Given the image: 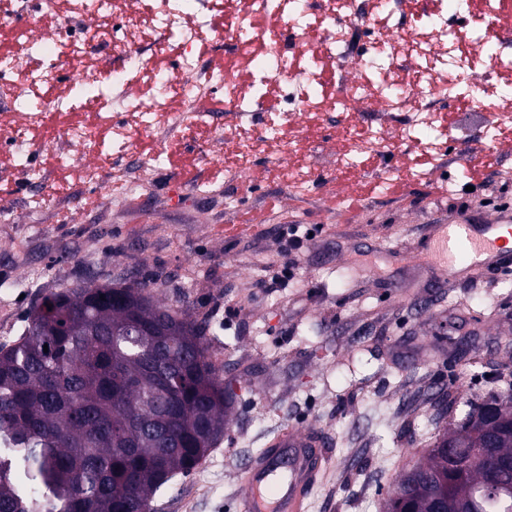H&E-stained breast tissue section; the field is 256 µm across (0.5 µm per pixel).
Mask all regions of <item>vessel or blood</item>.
<instances>
[{
  "label": "vessel or blood",
  "mask_w": 512,
  "mask_h": 512,
  "mask_svg": "<svg viewBox=\"0 0 512 512\" xmlns=\"http://www.w3.org/2000/svg\"><path fill=\"white\" fill-rule=\"evenodd\" d=\"M512 225V211L494 214L473 224L465 215L434 225L433 239L448 254L466 251L478 266L497 272L512 269V243L502 230ZM327 440L315 428L281 429L257 456L241 465L237 481L243 490L241 512H307V498L328 468Z\"/></svg>",
  "instance_id": "1"
}]
</instances>
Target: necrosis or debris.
<instances>
[{
    "instance_id": "necrosis-or-debris-1",
    "label": "necrosis or debris",
    "mask_w": 512,
    "mask_h": 512,
    "mask_svg": "<svg viewBox=\"0 0 512 512\" xmlns=\"http://www.w3.org/2000/svg\"><path fill=\"white\" fill-rule=\"evenodd\" d=\"M37 12L55 17V27L30 20L0 66L10 76L0 86V141L12 145L22 174L26 135L48 113L71 117L52 145L64 165L101 155L108 141L128 151L148 133L207 126L204 104L219 90L224 122L204 153L236 181L251 171L225 162L226 137L241 158L262 147L298 156L303 121L330 112L344 116L349 142L330 161L339 172L355 170L364 151L384 157L398 146L442 160L451 103L480 116L487 146L512 127V43L498 34L500 0H429L423 11L411 0H38ZM225 34L232 53L204 64ZM100 46L121 66L100 70L90 55ZM60 53L78 63L47 98L28 61ZM168 55L176 70L161 66ZM403 56L414 60L406 74Z\"/></svg>"
}]
</instances>
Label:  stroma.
Instances as JSON below:
<instances>
[{"instance_id":"35a3bbf8","label":"stroma","mask_w":512,"mask_h":512,"mask_svg":"<svg viewBox=\"0 0 512 512\" xmlns=\"http://www.w3.org/2000/svg\"><path fill=\"white\" fill-rule=\"evenodd\" d=\"M448 113L457 122L453 147L426 180L382 189L378 167L347 175L319 167L302 201L266 150L253 158L254 181L225 186L201 157L202 131L138 144L139 154L160 147L170 161L132 197L97 194L31 137L38 184L0 165L8 205L0 212V344L18 338L26 311L51 291L151 280L156 302L206 321L210 358L233 394L223 440L169 483L155 512H240L238 468L285 427H316L328 438L331 464L308 512H382L401 468L449 422L437 417L432 394L451 391L463 405L492 390L493 377L499 395L512 390V275L462 257L466 271L451 279L422 248L431 225L461 207L482 219L512 205V147L496 150L490 185L467 190L462 170L488 151L463 113ZM201 184L208 198L196 197ZM92 195L97 208H84ZM248 209L262 225L224 239L221 228ZM285 224L311 236L288 286L269 289ZM406 420L415 424L411 446L398 438Z\"/></svg>"}]
</instances>
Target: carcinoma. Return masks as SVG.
<instances>
[{
    "label": "carcinoma",
    "instance_id": "carcinoma-1",
    "mask_svg": "<svg viewBox=\"0 0 512 512\" xmlns=\"http://www.w3.org/2000/svg\"><path fill=\"white\" fill-rule=\"evenodd\" d=\"M144 280L52 291L21 340L0 346V512H152L150 504L224 437L229 386L206 326L155 304ZM457 410L385 512L512 509V396Z\"/></svg>",
    "mask_w": 512,
    "mask_h": 512
}]
</instances>
